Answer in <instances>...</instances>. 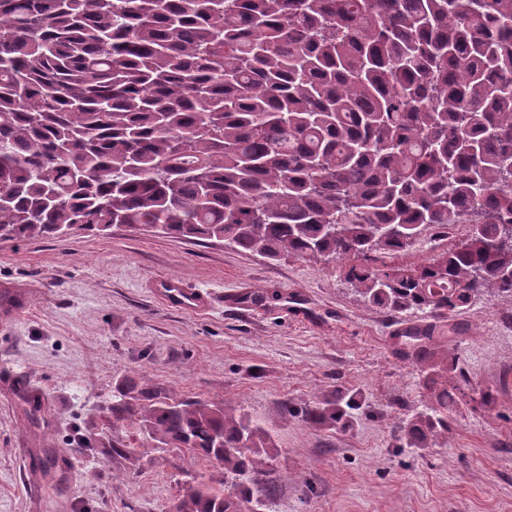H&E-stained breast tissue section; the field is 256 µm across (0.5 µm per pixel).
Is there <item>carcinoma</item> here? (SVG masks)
I'll list each match as a JSON object with an SVG mask.
<instances>
[{
	"label": "carcinoma",
	"instance_id": "obj_1",
	"mask_svg": "<svg viewBox=\"0 0 512 512\" xmlns=\"http://www.w3.org/2000/svg\"><path fill=\"white\" fill-rule=\"evenodd\" d=\"M114 224L271 261L369 254L347 281L392 314L512 301V0H0V237ZM458 225L427 262H385ZM438 334L406 335L432 391L409 448L447 444L467 396ZM127 422L236 488L190 485L172 512L277 491L270 431L224 401L124 382Z\"/></svg>",
	"mask_w": 512,
	"mask_h": 512
}]
</instances>
